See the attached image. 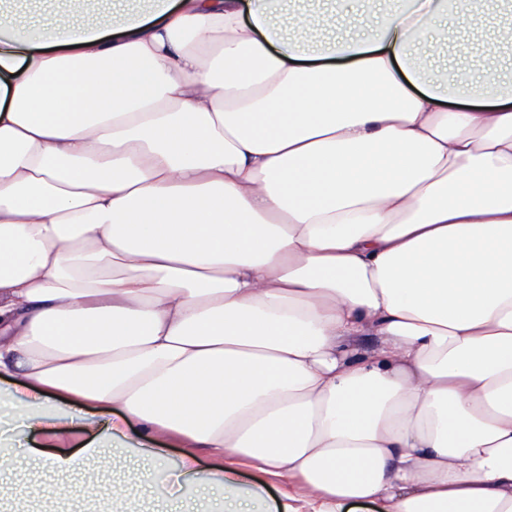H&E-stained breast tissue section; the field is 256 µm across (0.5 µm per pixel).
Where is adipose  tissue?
Segmentation results:
<instances>
[{"instance_id": "1", "label": "adipose tissue", "mask_w": 512, "mask_h": 512, "mask_svg": "<svg viewBox=\"0 0 512 512\" xmlns=\"http://www.w3.org/2000/svg\"><path fill=\"white\" fill-rule=\"evenodd\" d=\"M60 2L0 0V444L131 419L224 512H512V79L431 77L448 0ZM393 7V3L384 0H375V2L350 0L338 3L336 15H333L336 33H369V28L358 23L360 17H370L372 22L379 21ZM147 447L154 448L156 452L154 465L165 469L172 468L181 453V448H176L177 445L169 440H157Z\"/></svg>"}]
</instances>
